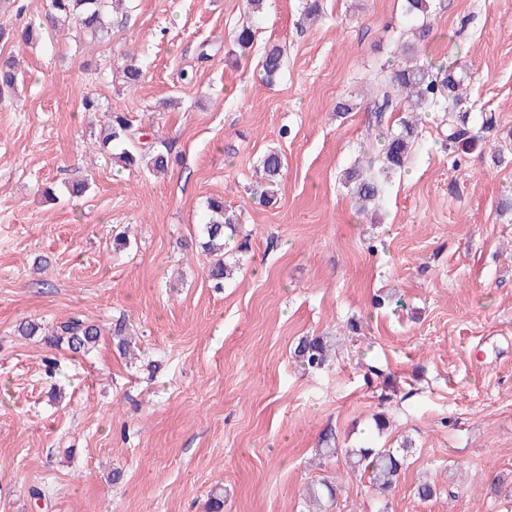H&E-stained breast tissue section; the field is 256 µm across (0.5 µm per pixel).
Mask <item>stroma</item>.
<instances>
[{
    "label": "stroma",
    "instance_id": "stroma-1",
    "mask_svg": "<svg viewBox=\"0 0 512 512\" xmlns=\"http://www.w3.org/2000/svg\"><path fill=\"white\" fill-rule=\"evenodd\" d=\"M307 3L266 0L254 19L245 0H124L101 44L62 28L19 47L24 81L0 103V512H210L218 488L222 512H312L326 477L345 489L325 512H512V0H439L423 34L404 0H319L312 21ZM249 21L250 53L228 61ZM273 44L285 62L268 85ZM407 46L470 87L422 118L369 219L341 175L366 139L370 77ZM350 97L360 107L336 116ZM112 112L179 163L156 177L95 149ZM452 120L474 139L455 156ZM273 148L282 186L261 205ZM211 197L248 243L220 291L202 249ZM74 314L102 330L87 355L18 333ZM118 321L135 358L112 343ZM305 336L335 344L329 365L297 364ZM328 432L339 452L322 459ZM406 438L392 492H365L346 449ZM283 167V158L278 151L269 150L261 157L259 161L261 178L253 189V194L258 196L260 201L267 203L271 201L276 188L281 184Z\"/></svg>",
    "mask_w": 512,
    "mask_h": 512
}]
</instances>
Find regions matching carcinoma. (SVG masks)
<instances>
[{"label":"carcinoma","instance_id":"obj_1","mask_svg":"<svg viewBox=\"0 0 512 512\" xmlns=\"http://www.w3.org/2000/svg\"><path fill=\"white\" fill-rule=\"evenodd\" d=\"M434 0H406V13L424 19L435 11ZM110 0H50L53 10L52 19L68 23L73 39L82 44L99 43L108 34V7ZM42 34L41 25L30 20L20 29L10 31L0 26V40L13 39L20 44H28ZM256 31L251 25H243L235 32L232 55L235 59L245 56L254 45ZM283 52L276 45L270 46L264 53L262 64L263 81L273 83L283 69ZM125 83L137 86L142 77L141 68L130 60L122 68ZM20 80V73L14 57L0 52V99L14 89ZM466 89V75L455 70L453 64L442 63L438 66L394 63L389 66V75L385 84L375 92L371 112L376 127L383 126L386 114L397 110L404 113L399 118L398 129L383 136V143L369 157L366 165L346 172L344 184L359 205L358 212L364 213L380 192L379 177L402 170L418 132L419 114L431 110L448 111V104L456 105L462 100V91ZM147 134L134 126L124 112H113L109 117V133L103 140V146L112 150L113 158L124 168H133L145 155L151 156L152 171L165 172L170 163L168 154L154 149L146 141ZM473 141L465 133L454 127L448 128L446 148L468 149ZM284 167L282 155L270 150L260 161L261 178L256 182L253 194L260 200L270 202L276 188L282 181ZM208 220L205 223L207 241L203 251L210 258L208 278L216 289L224 288V282L237 270V265L226 261L230 249L237 252L245 250L246 242L231 245L234 238L228 232L235 231L237 217L224 207V200L211 198L207 202ZM100 329L76 315L63 323L51 335L43 340L53 347H65L76 355H84L98 343ZM294 357L307 369H318L328 359L326 341L321 336H306L294 349ZM412 452V441L405 439L398 447L375 448L359 447L347 451L352 470L369 473V490L386 497L393 489L401 470Z\"/></svg>","mask_w":512,"mask_h":512}]
</instances>
